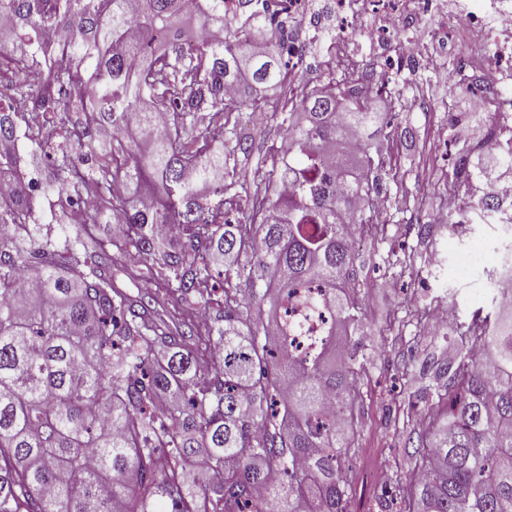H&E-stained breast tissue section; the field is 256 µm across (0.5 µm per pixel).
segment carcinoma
Here are the masks:
<instances>
[{"mask_svg":"<svg viewBox=\"0 0 512 512\" xmlns=\"http://www.w3.org/2000/svg\"><path fill=\"white\" fill-rule=\"evenodd\" d=\"M256 2L229 16L224 0H201L193 17L210 38L187 52L186 0H0L15 18L0 38L23 44L0 58L13 91L0 111V179L39 166L36 147L18 146L17 117L42 108L68 141L45 192L70 206L100 201L78 224H43L18 184L0 196V512H348L360 391L354 352H336V337L362 327L351 235L378 228L369 184L384 162L361 137L383 131L382 113L353 71L330 78L333 91L310 90L301 120L281 116L282 166L254 171L275 188L246 197L247 221L232 223L239 201L224 194L248 147L224 113L282 87L291 60L287 20L268 25ZM328 142L340 155L324 152ZM83 156L95 167H76ZM507 173L512 136L492 129L453 162L467 191ZM506 218L512 203L479 197L457 223ZM109 219L123 232L105 245L92 225ZM114 251L157 258L149 280L212 311L220 359L202 363L188 346L194 323L173 330L114 285ZM248 252L254 263L237 262ZM219 266L248 295L216 296ZM309 285L332 324L302 360L269 327L289 292ZM454 342L402 512H512V295L460 322Z\"/></svg>","mask_w":512,"mask_h":512,"instance_id":"obj_1","label":"carcinoma"}]
</instances>
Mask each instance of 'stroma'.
<instances>
[{
    "label": "stroma",
    "mask_w": 512,
    "mask_h": 512,
    "mask_svg": "<svg viewBox=\"0 0 512 512\" xmlns=\"http://www.w3.org/2000/svg\"><path fill=\"white\" fill-rule=\"evenodd\" d=\"M307 9L308 18L290 23L296 44L304 48L298 61L302 89L325 84L336 69L338 51L366 80L385 82V63L398 56L404 38L419 40L448 68L459 65L448 33L431 16L381 42L369 34L377 25L371 17L365 34L341 40L337 32L342 22L331 0H307ZM395 74L398 96L382 93L373 99L388 123L387 173L377 192L392 211L385 232L362 233L355 253V285L366 297V334L358 346L361 399L351 436L350 512H399V491L407 486L412 469L406 450L426 430L432 375L424 365L448 354L443 331L422 334L418 318L439 299L456 302L466 313L475 301L489 297L490 269L472 267L460 280L452 279L449 271L471 245L493 248L502 239L495 224H449L446 210L448 161L459 143L483 136L493 115L489 109H474L471 91L481 71L467 68L461 87L453 91L415 62L399 65ZM283 104V93L274 90L258 105L247 104L236 112L251 144L250 154L238 161L243 173H253L271 154L285 151L281 125L273 118Z\"/></svg>",
    "instance_id": "1"
}]
</instances>
